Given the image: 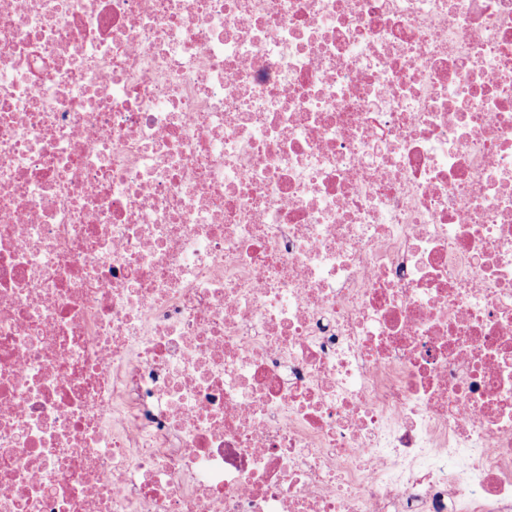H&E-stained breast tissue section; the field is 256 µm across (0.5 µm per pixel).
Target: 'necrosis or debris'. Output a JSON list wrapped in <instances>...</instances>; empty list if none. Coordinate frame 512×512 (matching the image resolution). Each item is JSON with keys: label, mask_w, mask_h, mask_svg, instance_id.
I'll list each match as a JSON object with an SVG mask.
<instances>
[{"label": "necrosis or debris", "mask_w": 512, "mask_h": 512, "mask_svg": "<svg viewBox=\"0 0 512 512\" xmlns=\"http://www.w3.org/2000/svg\"><path fill=\"white\" fill-rule=\"evenodd\" d=\"M0 512H512V0H0Z\"/></svg>", "instance_id": "necrosis-or-debris-1"}]
</instances>
